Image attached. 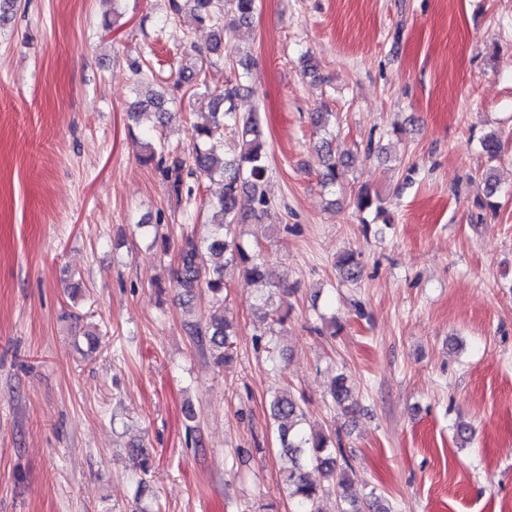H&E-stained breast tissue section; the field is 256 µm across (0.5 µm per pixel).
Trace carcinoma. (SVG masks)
Instances as JSON below:
<instances>
[{
	"label": "carcinoma",
	"instance_id": "cac0c4a2",
	"mask_svg": "<svg viewBox=\"0 0 512 512\" xmlns=\"http://www.w3.org/2000/svg\"><path fill=\"white\" fill-rule=\"evenodd\" d=\"M258 0H168L166 19L182 13L185 4L193 7L196 22L213 29V39L207 52L224 55V31L236 23L251 20ZM232 14L230 22H224L225 12ZM242 73L235 80L227 81L222 89L211 91L213 109L209 119L194 126L192 143L188 152L177 154L166 149L162 138L154 133H143L144 151L140 160L152 166L161 176L169 194L177 200L191 201L196 184L201 177L224 184L222 196L211 201L213 230L208 236L198 238L194 234L181 236L174 262L168 264L169 280L181 296L191 303L201 293L218 301L224 296V271L228 266L236 268L247 280L266 289L278 284L257 255L246 249L231 234V226L241 224L264 211L269 200L263 189L268 172V156L261 140L260 118L252 112L241 116L235 110L234 101L240 91L246 89L241 79L248 74L250 65L241 64ZM148 110L155 112L159 120L170 115L168 99L151 91L145 93L129 106L131 120ZM230 131L242 139L239 159L224 160V133ZM482 152L491 166L484 173L489 193L497 192L499 181L494 176L496 167L492 163L501 159L502 143L489 134L481 141ZM319 159L323 167L321 184L336 191L343 185L346 170L351 161L336 157L322 142ZM360 212L385 211L384 200L371 194L367 188L360 189L353 198ZM336 267L343 280L356 283L362 277L363 266L354 252L343 251L336 260ZM261 318L273 325H282L285 315L272 306L270 296L260 295ZM226 309L217 307L202 326H193L192 334L200 341L208 342L215 363L222 365L233 357L234 330L225 315ZM329 395L331 402L343 411L355 413L350 404L351 388L346 376L333 379ZM271 417L281 450L291 456L292 466L284 476V484L292 499V512H362L361 502L351 498L348 490L354 482V471L348 461L337 463L343 449L336 446V434L322 427L305 429L301 426L305 412L294 396L277 392L270 401ZM315 465L324 472L326 483H315L306 478L303 469Z\"/></svg>",
	"mask_w": 512,
	"mask_h": 512
}]
</instances>
